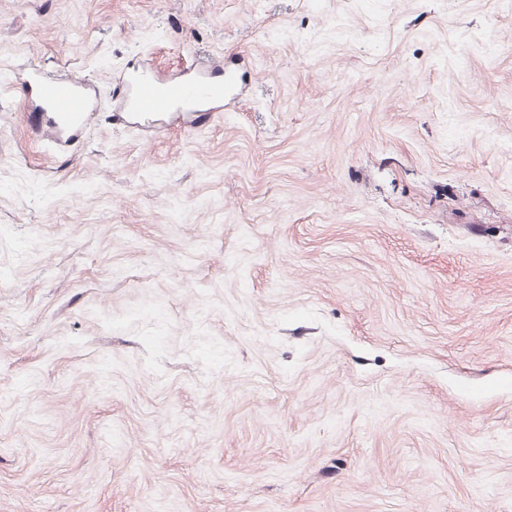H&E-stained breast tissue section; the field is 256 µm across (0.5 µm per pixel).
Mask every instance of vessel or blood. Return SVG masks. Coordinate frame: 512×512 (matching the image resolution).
I'll use <instances>...</instances> for the list:
<instances>
[{
    "label": "vessel or blood",
    "mask_w": 512,
    "mask_h": 512,
    "mask_svg": "<svg viewBox=\"0 0 512 512\" xmlns=\"http://www.w3.org/2000/svg\"><path fill=\"white\" fill-rule=\"evenodd\" d=\"M13 82L36 115L46 119L44 134L51 140L76 135L98 110L95 94L81 80L53 79L40 68L30 67L14 72ZM234 88V76L225 73L224 62L218 59L181 80L160 81L148 72H133L119 82L113 94L126 110L149 118L182 108L210 111L212 103L223 101Z\"/></svg>",
    "instance_id": "vessel-or-blood-1"
}]
</instances>
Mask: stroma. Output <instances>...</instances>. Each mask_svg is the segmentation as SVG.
Masks as SVG:
<instances>
[{
  "label": "stroma",
  "instance_id": "1",
  "mask_svg": "<svg viewBox=\"0 0 512 512\" xmlns=\"http://www.w3.org/2000/svg\"><path fill=\"white\" fill-rule=\"evenodd\" d=\"M0 512H512V0H0ZM234 88L235 78L224 73V59L221 58L181 80L159 81L145 71L129 73L113 90V96L119 97L126 110L149 118L180 108L215 112L210 105L224 101V96ZM12 82L25 92L32 112L47 120L44 135L50 140L76 135L98 111L95 94L82 80H57L30 67L14 72Z\"/></svg>",
  "mask_w": 512,
  "mask_h": 512
}]
</instances>
